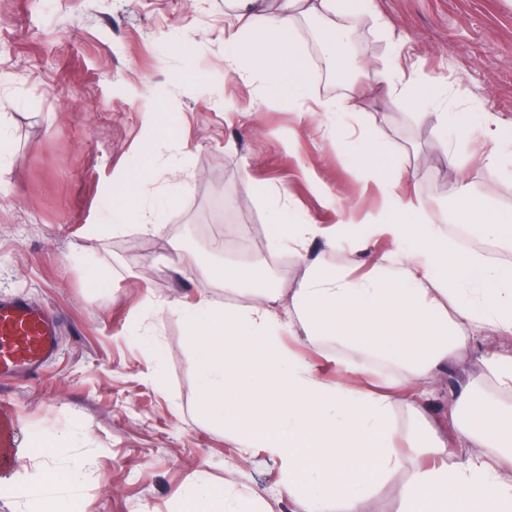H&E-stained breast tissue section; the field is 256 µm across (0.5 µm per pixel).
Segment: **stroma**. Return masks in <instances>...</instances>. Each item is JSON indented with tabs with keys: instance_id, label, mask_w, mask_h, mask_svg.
<instances>
[{
	"instance_id": "1",
	"label": "stroma",
	"mask_w": 512,
	"mask_h": 512,
	"mask_svg": "<svg viewBox=\"0 0 512 512\" xmlns=\"http://www.w3.org/2000/svg\"><path fill=\"white\" fill-rule=\"evenodd\" d=\"M337 58L349 81L323 76L313 38L327 23L301 24L310 74L292 97L264 103L259 71L229 73L224 0H0V295L22 293L63 316L60 352L43 378L0 386L13 413L10 442L59 436L49 458L23 459L6 476L41 465H85L57 497L72 512H183L196 485L259 512H306L280 494L278 466L239 447L198 403L199 370L181 309L204 298L250 303L200 275L257 264L286 312L315 257L343 266L322 239L298 252L269 245L264 191L323 226L371 222L380 193L323 139L318 99L351 97L355 119L376 131L390 168L412 175L409 193L463 214L466 183L512 212V145L495 125L512 123V0H377ZM399 59L416 82L445 92L449 111L475 113L467 148L495 150L496 172L449 166L439 105L389 106L384 88L351 87ZM163 208L156 229L113 230L114 213ZM512 335L487 332L414 385L427 420L452 433L453 395L474 383L512 407L484 373L481 356Z\"/></svg>"
}]
</instances>
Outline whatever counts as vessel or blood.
Instances as JSON below:
<instances>
[{
  "label": "vessel or blood",
  "instance_id": "b4317fda",
  "mask_svg": "<svg viewBox=\"0 0 512 512\" xmlns=\"http://www.w3.org/2000/svg\"><path fill=\"white\" fill-rule=\"evenodd\" d=\"M61 321L22 296L0 297V380H35L59 350Z\"/></svg>",
  "mask_w": 512,
  "mask_h": 512
}]
</instances>
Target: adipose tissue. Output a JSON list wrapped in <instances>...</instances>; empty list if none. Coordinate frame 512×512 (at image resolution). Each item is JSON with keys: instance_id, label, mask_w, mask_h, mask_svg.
I'll return each mask as SVG.
<instances>
[{"instance_id": "ef3b65f1", "label": "adipose tissue", "mask_w": 512, "mask_h": 512, "mask_svg": "<svg viewBox=\"0 0 512 512\" xmlns=\"http://www.w3.org/2000/svg\"><path fill=\"white\" fill-rule=\"evenodd\" d=\"M225 7L231 18L224 36L229 70L251 66L264 73L269 91L280 93L307 77L295 39L301 19H328L319 39L328 59L359 17L379 15L375 0H225ZM402 77L397 68L375 72L388 88V104L434 100L431 88L403 83ZM320 109L328 119L325 137L343 140L361 169L379 170L384 144L368 131L347 132L348 102L328 101ZM404 180L396 174L382 183L392 202L362 231L346 224L326 229L299 213L293 223H281L280 199L270 198L272 249L293 250L319 237L349 244L356 253L377 235L396 246L363 277L315 259L286 317L266 305L267 288L254 271L200 267L202 276L222 279L225 290L254 293L246 305L223 310L202 299L183 311L202 380L200 409L237 432L244 447L276 459L282 496L306 499L308 512H368L374 488L404 468L410 471L401 488L404 512H512V411L461 388L457 403L468 415H449L464 446L460 452L427 423L416 438L403 441L392 421L397 405L422 415L410 387L472 338L490 329L512 335V264L492 261L478 249L482 242L512 246V216L492 211L458 186L468 201L462 221L475 241L461 250L448 237L447 214L401 191ZM296 328L304 345L334 342L336 362L351 379L328 381L303 354L284 346L282 336ZM370 361L397 369L399 380L384 391L367 387L362 379Z\"/></svg>"}]
</instances>
